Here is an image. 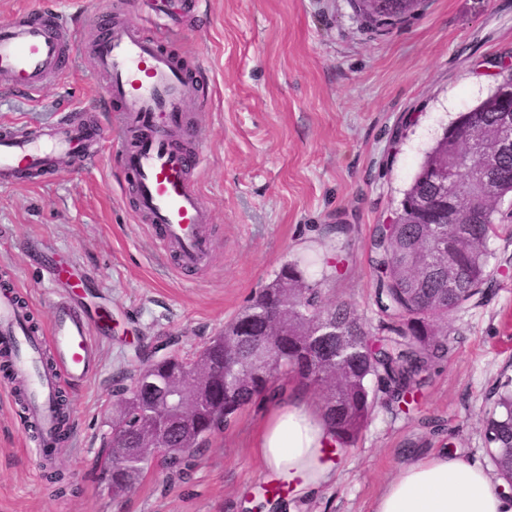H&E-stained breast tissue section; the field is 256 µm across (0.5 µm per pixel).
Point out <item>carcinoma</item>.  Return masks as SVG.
I'll use <instances>...</instances> for the list:
<instances>
[{"mask_svg":"<svg viewBox=\"0 0 512 512\" xmlns=\"http://www.w3.org/2000/svg\"><path fill=\"white\" fill-rule=\"evenodd\" d=\"M351 7L362 25L376 29L380 20L394 28L410 15L400 12L399 0L361 3ZM462 120L493 125L497 113L474 108ZM455 146L461 157L454 173L459 198L463 200L461 223L447 229L454 238L452 261L463 271L458 288L450 291L433 278L424 264L428 252L437 248L429 225L415 224L417 216L401 205L389 223V241L373 237V262L379 272L375 305L382 315L377 327L368 326L345 301L329 298L327 279L309 281L296 262L282 266L224 330L197 353L201 385L211 392L193 408V420L158 422L152 411L161 398L168 377L163 366L147 367L144 379L134 389L123 388L116 396L112 432L125 451L123 467L112 475L113 495L131 490L143 477L146 455L138 451L140 436L126 428L151 426L166 436L168 458L164 470L183 475L203 455L209 438L226 427L238 412L264 398L283 393L282 376L296 381V388L314 390L319 397L333 450L351 448L368 424L375 408L371 383L385 395L384 405L402 410L415 401V392L452 348L451 317L482 299L493 288L494 269L490 240L498 234L494 206L485 203L471 183L466 142L453 144L445 136L428 152L419 172L403 196L430 193L422 182L427 167L437 156ZM500 190L512 193V157L499 171ZM269 346V362L257 367L249 362L253 345ZM483 420L484 438L497 478H512V376L503 375L488 397Z\"/></svg>","mask_w":512,"mask_h":512,"instance_id":"obj_1","label":"carcinoma"}]
</instances>
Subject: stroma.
Here are the masks:
<instances>
[{
	"label": "stroma",
	"mask_w": 512,
	"mask_h": 512,
	"mask_svg": "<svg viewBox=\"0 0 512 512\" xmlns=\"http://www.w3.org/2000/svg\"><path fill=\"white\" fill-rule=\"evenodd\" d=\"M44 8L70 18L86 44L102 34L93 14L140 16L138 0H0V22ZM175 22L181 35L165 48L188 72L207 71L189 115L203 152L197 181L213 213L210 263L190 281L171 269L122 189L119 143H90L83 169L63 156L49 176L0 184V283L18 282L33 327H46L53 299L37 246L74 260L90 281L85 304L111 328L99 372L63 392L70 435L54 465L77 494L47 482L22 407L0 386V512H252L277 480L254 449L262 403L213 434L186 476L152 466L116 498L100 456L117 391L148 349L170 342L196 352L291 261L307 279L330 276L333 297L377 325V227L394 217L444 129L493 90L497 61L512 60V0H423L416 17L383 35L360 25L349 0H197ZM104 85L90 55L73 52L67 76L48 79L39 99L0 91V125L41 127L74 110L111 127ZM336 224L348 233L330 234ZM453 327L447 362L409 414L376 407L331 483L286 496L279 512H372L404 465L441 451L490 468L482 418L489 389L512 373V277L455 314Z\"/></svg>",
	"instance_id": "35a3bbf8"
}]
</instances>
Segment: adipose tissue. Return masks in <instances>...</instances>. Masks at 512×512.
<instances>
[{
	"mask_svg": "<svg viewBox=\"0 0 512 512\" xmlns=\"http://www.w3.org/2000/svg\"><path fill=\"white\" fill-rule=\"evenodd\" d=\"M327 436L318 406L297 393L268 401L257 448L264 467L301 479L308 493L333 477L320 460ZM373 512H512V505L483 468L442 452L405 465Z\"/></svg>",
	"mask_w": 512,
	"mask_h": 512,
	"instance_id": "ef3b65f1",
	"label": "adipose tissue"
}]
</instances>
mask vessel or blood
Wrapping results in <instances>:
<instances>
[{"label": "vessel or blood", "instance_id": "1", "mask_svg": "<svg viewBox=\"0 0 512 512\" xmlns=\"http://www.w3.org/2000/svg\"><path fill=\"white\" fill-rule=\"evenodd\" d=\"M170 16L168 0H153L148 21L138 25L109 11L97 14L104 33L89 53L106 79L111 128L87 126L71 113L47 130L12 126L0 132V182L20 181L26 172L47 175L59 153L87 163L88 140L116 137L135 212L187 274L208 263L212 217L194 179L203 155L188 120L192 82L180 58L162 47ZM77 47L74 28L54 10L1 22L0 90L38 98L49 75L65 76ZM46 271L57 293L45 331L30 328V310L15 287L0 288V354L10 365L5 385L23 398L24 427L41 461L57 447L62 388L84 385L100 369V337L82 302L86 280L70 263L53 261Z\"/></svg>", "mask_w": 512, "mask_h": 512}]
</instances>
